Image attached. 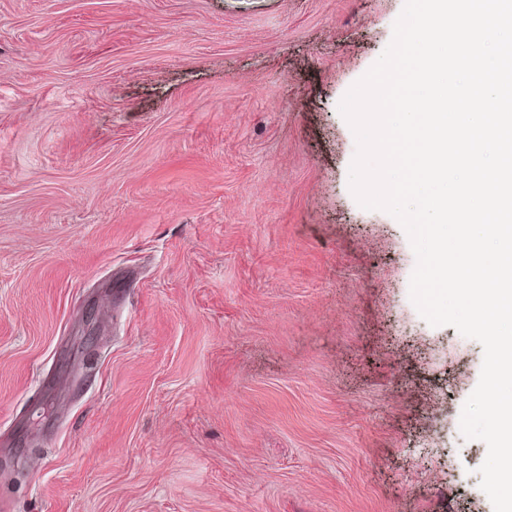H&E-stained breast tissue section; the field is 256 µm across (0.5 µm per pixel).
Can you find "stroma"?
<instances>
[{
    "label": "stroma",
    "instance_id": "obj_1",
    "mask_svg": "<svg viewBox=\"0 0 512 512\" xmlns=\"http://www.w3.org/2000/svg\"><path fill=\"white\" fill-rule=\"evenodd\" d=\"M404 4L0 0V512H494L349 187Z\"/></svg>",
    "mask_w": 512,
    "mask_h": 512
}]
</instances>
